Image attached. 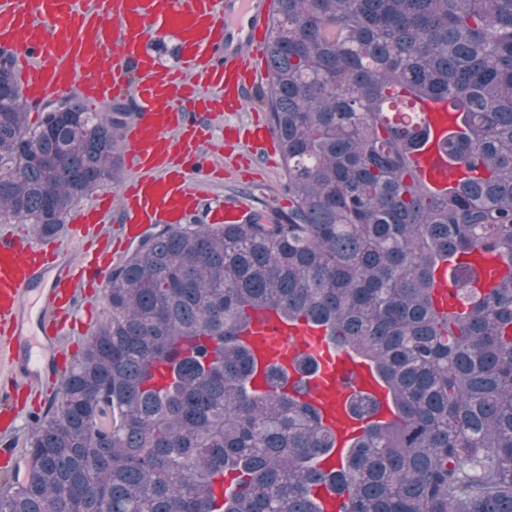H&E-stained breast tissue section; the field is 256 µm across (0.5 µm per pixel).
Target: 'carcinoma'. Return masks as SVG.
I'll use <instances>...</instances> for the list:
<instances>
[{"instance_id": "1", "label": "carcinoma", "mask_w": 512, "mask_h": 512, "mask_svg": "<svg viewBox=\"0 0 512 512\" xmlns=\"http://www.w3.org/2000/svg\"><path fill=\"white\" fill-rule=\"evenodd\" d=\"M269 128L288 211L248 224H158L108 274V312L27 438L0 512H512V0H276L267 40ZM445 101L461 129L445 147L466 175L437 194L413 154L414 102ZM0 59V223L53 233L121 170L124 102L77 95L27 122ZM507 268L472 288L457 262ZM272 308L324 326L370 362L396 416L370 423L341 465L318 412L250 386L239 341ZM351 414L379 402L355 394Z\"/></svg>"}]
</instances>
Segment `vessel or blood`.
I'll return each mask as SVG.
<instances>
[{
	"instance_id": "vessel-or-blood-1",
	"label": "vessel or blood",
	"mask_w": 512,
	"mask_h": 512,
	"mask_svg": "<svg viewBox=\"0 0 512 512\" xmlns=\"http://www.w3.org/2000/svg\"><path fill=\"white\" fill-rule=\"evenodd\" d=\"M274 11L275 0H0V48L13 50L27 102L54 99L74 86L87 99L130 97L136 103L126 155L132 178L118 193L97 192L93 204L76 210L73 237H88L116 219L118 242L125 245L150 225L179 224L196 211L215 168L205 150L213 142L217 114L240 111L268 74L262 46ZM155 33L179 42L180 68H168L148 52ZM419 111L431 140L413 160L432 191L441 193L459 178L449 172L442 148L452 116L441 102H421ZM252 213L239 199L209 203L214 224H243ZM60 250L53 237L0 232V354L15 372L0 387L8 397L44 375L67 373L58 338L75 325L78 298L103 285L109 271L100 252H85L71 263L61 259ZM30 303L40 308L33 333L24 317ZM240 339L252 350V385L260 391L267 387L269 365L279 364L293 383L296 353L317 360L305 399L336 437L323 469L336 467L353 436L346 409L352 390L382 401L378 418L390 419L386 391L371 366L350 352H331L324 327L291 322L266 309L252 312Z\"/></svg>"
}]
</instances>
